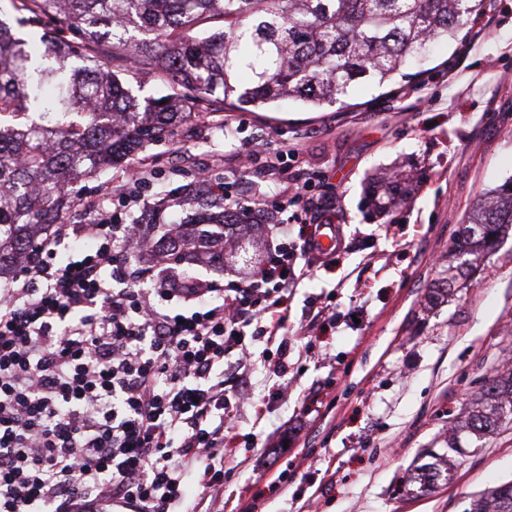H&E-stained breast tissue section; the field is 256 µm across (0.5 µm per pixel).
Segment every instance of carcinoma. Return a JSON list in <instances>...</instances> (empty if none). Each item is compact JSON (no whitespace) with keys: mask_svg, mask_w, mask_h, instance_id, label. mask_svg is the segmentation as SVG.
Listing matches in <instances>:
<instances>
[{"mask_svg":"<svg viewBox=\"0 0 512 512\" xmlns=\"http://www.w3.org/2000/svg\"><path fill=\"white\" fill-rule=\"evenodd\" d=\"M21 25L54 29L24 40L0 20V278L19 268L39 230L75 205L67 185L169 142L191 114L283 100L349 106L354 87L382 86L456 36L483 0H13ZM223 26L204 32L208 20ZM152 75L167 93L140 109L130 80ZM372 201L387 209L385 179ZM242 219H202L163 242L179 261L224 264V232ZM512 224V179L470 214L460 254L475 255ZM512 414V372L491 378L464 428L495 430ZM470 512H512V483Z\"/></svg>","mask_w":512,"mask_h":512,"instance_id":"1","label":"carcinoma"}]
</instances>
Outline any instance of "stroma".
<instances>
[{
    "label": "stroma",
    "mask_w": 512,
    "mask_h": 512,
    "mask_svg": "<svg viewBox=\"0 0 512 512\" xmlns=\"http://www.w3.org/2000/svg\"><path fill=\"white\" fill-rule=\"evenodd\" d=\"M412 79L357 88L351 107L314 112L283 103L246 112L224 130L192 117L173 141L137 159L159 173L149 201L176 205L194 166L225 177L246 145L288 143L289 172L322 177L345 243L327 271L288 300L293 370L270 374L277 341L250 346L253 401L234 408L224 440V512H469L473 499L512 482V419L461 436L450 470L428 471L486 382L512 369V226L479 260L452 247L486 192L512 178V0H484L455 40L432 44ZM116 165L70 185L80 203L124 179ZM398 174L408 193L388 211L370 203L372 180ZM465 274L445 284L449 265ZM326 310L311 321L310 307Z\"/></svg>",
    "instance_id": "35a3bbf8"
}]
</instances>
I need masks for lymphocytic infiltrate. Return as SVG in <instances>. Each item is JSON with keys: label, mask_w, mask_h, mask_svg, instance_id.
I'll use <instances>...</instances> for the list:
<instances>
[{"label": "lymphocytic infiltrate", "mask_w": 512, "mask_h": 512, "mask_svg": "<svg viewBox=\"0 0 512 512\" xmlns=\"http://www.w3.org/2000/svg\"><path fill=\"white\" fill-rule=\"evenodd\" d=\"M196 182L225 211L260 214L272 246L231 289L189 274L155 242L148 211L156 172L134 166L112 205L40 234L19 275L0 283V512H200L224 500V373L250 381V340L288 327L297 261L311 236L292 224L334 220L313 180L294 193L246 196L212 175ZM92 250L58 261L70 236ZM143 266L131 268L129 256ZM196 497H189V490Z\"/></svg>", "instance_id": "obj_1"}]
</instances>
